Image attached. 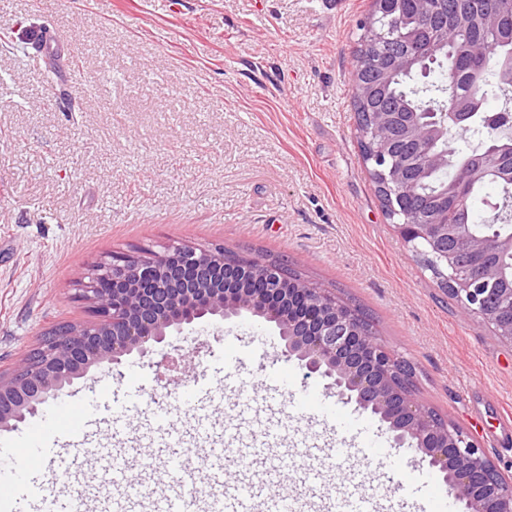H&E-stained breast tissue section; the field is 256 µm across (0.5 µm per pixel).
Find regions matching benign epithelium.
<instances>
[{"instance_id": "1", "label": "benign epithelium", "mask_w": 512, "mask_h": 512, "mask_svg": "<svg viewBox=\"0 0 512 512\" xmlns=\"http://www.w3.org/2000/svg\"><path fill=\"white\" fill-rule=\"evenodd\" d=\"M402 0H373L366 29L396 15ZM385 81L362 78L358 94L368 102H382ZM447 101L441 111L426 113L423 122H408L396 112L380 110L375 121L394 128L413 144L415 163L406 165L386 143L369 154L375 173L389 169L390 180L379 184L390 201L416 185L415 170L446 162L431 145L455 131L468 129L475 113L446 86ZM401 238L429 240L438 259L454 267L461 258L484 251H511L512 238L469 244L465 224H420L409 229L397 225ZM453 248H448V243ZM229 255L224 246L208 249L173 247L145 260L140 256L114 257L104 264L110 287L101 290L90 281L82 284L96 320L89 326L64 329L50 338L34 371L22 361L8 375H0V431L16 427L38 413L73 379L90 368L107 365L112 371L133 352L145 359L153 346L171 333L203 319L229 320L247 313L273 323L284 341L283 353L298 361L307 377L325 381V388L343 402H354L387 425L394 444L408 445L422 461L452 488L461 512H512V478L504 475L484 449L460 428L435 423L426 407L406 392V383L395 373L397 357L376 339L367 336L352 309L320 288H304L288 279L271 262L252 260L239 266L229 286L222 279L200 276L196 271L224 273ZM502 282L497 290L492 282ZM452 286L470 315L495 326L500 342L512 347V277L485 267L467 265L453 277Z\"/></svg>"}]
</instances>
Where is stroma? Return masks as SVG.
<instances>
[{"instance_id":"1","label":"stroma","mask_w":512,"mask_h":512,"mask_svg":"<svg viewBox=\"0 0 512 512\" xmlns=\"http://www.w3.org/2000/svg\"><path fill=\"white\" fill-rule=\"evenodd\" d=\"M372 0H0V35L20 47L45 29L51 60L0 51V373L43 333L88 318L78 279L113 254L176 245L283 260L362 310L378 340L415 370V398L469 433L512 473V348L439 288L387 219L357 139L352 74ZM200 347L190 369L158 372L138 355L119 373L93 368L40 410L74 394L123 399L147 378L131 414L166 400L179 425L198 382L283 402L289 435L352 451L319 468L307 459L281 483L352 490L350 468L378 494L411 486L414 454L365 450L358 416L284 356L278 329L251 316L203 321L158 354ZM321 391L298 405L289 390Z\"/></svg>"}]
</instances>
